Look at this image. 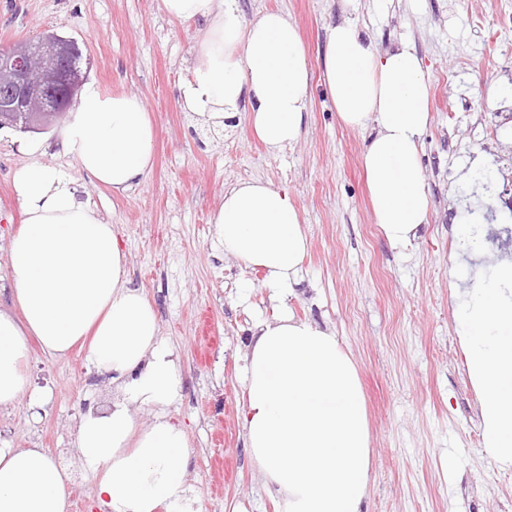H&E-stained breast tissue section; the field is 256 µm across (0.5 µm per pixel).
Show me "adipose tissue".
<instances>
[{"label":"adipose tissue","mask_w":512,"mask_h":512,"mask_svg":"<svg viewBox=\"0 0 512 512\" xmlns=\"http://www.w3.org/2000/svg\"><path fill=\"white\" fill-rule=\"evenodd\" d=\"M170 18L202 23L178 102L214 129L245 114L252 135L277 151L295 143L308 115L311 71L298 28L280 11L243 23L239 0H161ZM324 81L340 121L370 131L363 154L374 221L407 248L429 222L419 152L428 89L414 46L376 55L346 18L328 27ZM154 128L141 98L83 84L61 131L63 150L96 184L126 193L146 184ZM13 175L23 222L10 245L12 307L0 309V405L30 389L29 338L54 356L88 346L90 365L121 395L89 406L74 441L103 512H199L185 431L165 409L181 394L174 348L143 291L129 287L113 225L79 197L76 181L47 165L43 141ZM224 252L292 290L308 237L288 191L260 180L225 188L211 218ZM459 324L479 405L483 446L512 468V260L491 287L471 289ZM243 430L278 512H362L371 449L357 367L335 334L285 313L258 321L245 357ZM155 409L141 426L135 407ZM68 472L42 448L0 447V512H69Z\"/></svg>","instance_id":"adipose-tissue-1"}]
</instances>
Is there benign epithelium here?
<instances>
[{"label":"benign epithelium","instance_id":"7a95c632","mask_svg":"<svg viewBox=\"0 0 512 512\" xmlns=\"http://www.w3.org/2000/svg\"><path fill=\"white\" fill-rule=\"evenodd\" d=\"M75 40L56 33L0 49V127L38 132L73 107L84 81Z\"/></svg>","mask_w":512,"mask_h":512}]
</instances>
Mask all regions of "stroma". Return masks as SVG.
Wrapping results in <instances>:
<instances>
[{"instance_id":"stroma-1","label":"stroma","mask_w":512,"mask_h":512,"mask_svg":"<svg viewBox=\"0 0 512 512\" xmlns=\"http://www.w3.org/2000/svg\"><path fill=\"white\" fill-rule=\"evenodd\" d=\"M501 0H240L243 20L266 10L298 27L312 73L309 113L299 140L269 151L245 121L205 134L178 103L183 61L197 24L169 20L159 0H0V48L52 31L77 41L88 75L107 93L140 97L155 125L147 183L117 194L91 182L44 131V163L66 169L79 193L112 224L127 258V279L154 305L161 333L183 375L171 416L193 454L200 512H276L245 444L240 359L255 321L274 312L262 274L224 253L212 212L224 190L258 179L287 189L309 238L300 284L284 300L295 318L331 329L354 361L365 397L372 448L365 512H512V469L485 451L478 401L457 335L468 288L512 257L485 243L466 250L454 231L465 208L476 215L496 199L470 175L497 162L496 189L512 193V27L497 22ZM358 19L377 54L411 42L426 71L431 119L420 163L431 196L429 222L405 249L374 222L362 165L367 135L345 127L322 80L332 22ZM25 135L0 131V307L10 304L7 262L23 215L12 175L28 163ZM25 369L42 398L0 406V444L42 448L71 475L70 512H100L94 483L73 448L87 400L108 405L111 382L94 373L83 349L56 357L31 344Z\"/></svg>"}]
</instances>
